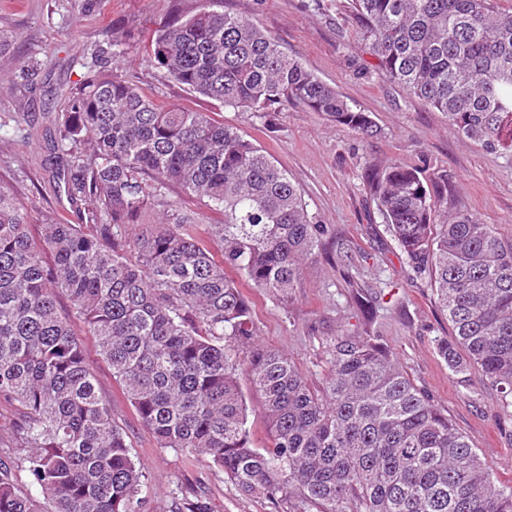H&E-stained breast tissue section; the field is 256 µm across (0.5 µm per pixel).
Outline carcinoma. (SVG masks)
<instances>
[{"instance_id": "cac0c4a2", "label": "carcinoma", "mask_w": 512, "mask_h": 512, "mask_svg": "<svg viewBox=\"0 0 512 512\" xmlns=\"http://www.w3.org/2000/svg\"><path fill=\"white\" fill-rule=\"evenodd\" d=\"M389 81L444 113L448 129L512 162V13L495 0H350ZM135 38L105 32L109 54ZM145 52L199 98L271 112L288 102L369 135L354 109L265 32L198 0L168 13ZM53 177L78 205L30 238V214L0 185V400L22 415L0 453V512H141L142 468L112 423L85 349L56 305L69 297L127 400L160 447L219 466L245 495L284 512H512L467 438L374 336L336 343L316 394L285 355L256 343L234 271L276 296L295 288L325 229L263 149L207 112L164 106L122 75L94 72L55 120ZM365 182L403 253L428 269L454 330L438 351L512 397V243L471 215H448L440 176L391 163ZM222 216L220 255L196 213ZM269 422L256 447L238 375Z\"/></svg>"}]
</instances>
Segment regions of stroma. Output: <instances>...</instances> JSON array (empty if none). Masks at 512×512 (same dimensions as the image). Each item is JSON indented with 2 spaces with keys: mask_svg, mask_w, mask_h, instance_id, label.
I'll return each mask as SVG.
<instances>
[{
  "mask_svg": "<svg viewBox=\"0 0 512 512\" xmlns=\"http://www.w3.org/2000/svg\"><path fill=\"white\" fill-rule=\"evenodd\" d=\"M224 8L369 113L374 133L353 132L298 104L255 112L217 107L184 91L143 52L168 0H89L85 9L76 0H0V32L12 40L10 58L0 59V183L11 184L27 208L29 235L38 237L40 224L72 211L52 180L60 155L53 119L88 73L109 65L162 104L215 112L286 168L313 222L326 227L323 251L305 262L288 299L244 288L258 344L288 356L320 393L337 341L377 337L467 437L494 480L512 486V413L480 370L471 369L463 384L440 357L438 345L452 340V325L438 308L427 270L409 261L391 236L365 182L367 167L390 161L443 176L449 212L494 225L510 242L512 163L453 134L443 113L385 79L358 34L349 0H224ZM123 22L137 28L138 41L104 64L105 30ZM72 328L113 423L145 472L142 512H170L173 500L199 493L211 512H275L264 499L242 494L220 468L160 447L94 337L80 320Z\"/></svg>",
  "mask_w": 512,
  "mask_h": 512,
  "instance_id": "1",
  "label": "stroma"
}]
</instances>
